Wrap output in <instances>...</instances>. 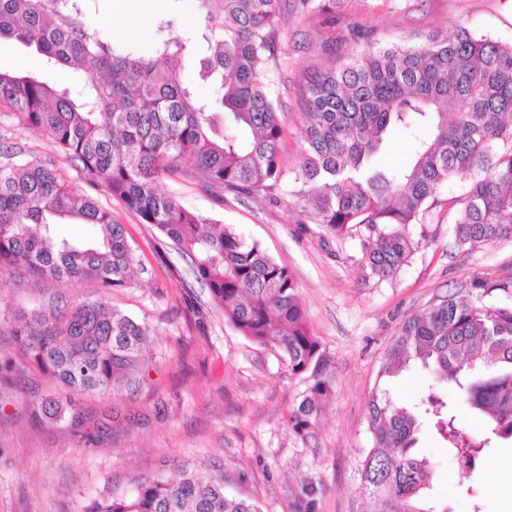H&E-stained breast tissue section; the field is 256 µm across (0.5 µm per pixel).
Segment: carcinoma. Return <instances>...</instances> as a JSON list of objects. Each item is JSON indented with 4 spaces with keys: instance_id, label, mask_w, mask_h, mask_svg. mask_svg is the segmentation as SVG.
<instances>
[{
    "instance_id": "obj_1",
    "label": "carcinoma",
    "mask_w": 512,
    "mask_h": 512,
    "mask_svg": "<svg viewBox=\"0 0 512 512\" xmlns=\"http://www.w3.org/2000/svg\"><path fill=\"white\" fill-rule=\"evenodd\" d=\"M219 35L205 38L203 76L215 98L200 100L180 77L199 51L190 37L157 29L154 56L114 46L90 28L77 0H0V38H12L48 65L99 74L77 97L39 73L0 70V109L48 134L85 172L103 183L142 224L156 227L189 260V274L242 336L281 353L288 372L307 375L303 399L288 415L312 433L332 395L330 356L311 331L291 273L227 228L185 209L158 190L162 177L197 180L218 191H271L284 173L281 121L269 62L282 0H204ZM336 23L330 0H300ZM307 124L292 192L317 223L339 239L364 225L374 239L366 275L393 277L421 242L404 232L437 205L445 183L467 182L456 208L454 247L467 252L512 239V44L464 28L415 46L365 45L307 74ZM412 138L399 168L376 163L392 135ZM71 220L94 225L84 238L60 234ZM133 249L109 209L76 195L46 164L0 166V276L41 282L87 281L100 295L66 309L49 304L11 324L14 351L0 355V382L33 367L73 392H119L141 382L151 327L112 309L104 294L129 283ZM512 292V273L475 276L399 326L381 375L416 362L434 384L412 408L385 390L372 395L367 426L374 446L360 461L364 512H438L428 505L431 466L417 451L422 421L461 464L465 478L492 439L512 441V304L488 302ZM458 401L488 424L467 432L448 403ZM68 408L38 401L40 419L62 420ZM320 489L304 485L293 512H318ZM82 512H261L224 493L221 476L184 472L180 479L136 478L130 490L90 500Z\"/></svg>"
}]
</instances>
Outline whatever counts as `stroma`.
Here are the masks:
<instances>
[{
    "mask_svg": "<svg viewBox=\"0 0 512 512\" xmlns=\"http://www.w3.org/2000/svg\"><path fill=\"white\" fill-rule=\"evenodd\" d=\"M81 6L104 39L145 58L153 56V33L164 20H175L182 35L199 39L211 32L201 0H82ZM335 11L341 53L368 40L410 45L460 27L512 43V0H336ZM326 36L314 13L287 0L270 64L288 173L275 191L221 192L167 177L158 183L187 209L260 243L294 275L309 324L331 357L333 395L307 437L288 424L289 409L307 388L305 376L289 375L279 352L252 343L225 321L208 289L187 274L185 258L152 225L140 223L48 135L0 112V165L50 163L78 194L108 207L124 225L133 277L107 301L154 330L146 378L131 390L71 396L33 369L10 388L0 387V512H80L89 497L128 488L136 476L175 478L183 469L223 473L226 492L258 502L262 512H291L306 480L321 491L319 512H363L358 469L373 446L366 422L372 393L384 387L410 405L432 382L418 367L380 378L387 347L402 321L454 292L457 283L511 273L512 240L466 254L453 249L448 200L464 192L459 180L440 189L431 217L406 226L420 247L393 278L379 282L363 269L366 229L339 240L301 210L289 173L302 155L304 78L331 63L321 50ZM95 293L87 282L0 279V308L8 316L0 324V353L13 349L10 318ZM47 395L70 402L76 419L34 423L29 403ZM85 433L91 443L82 442ZM419 447L432 465L429 495L439 512H512V445L485 449L468 479L430 425L422 426Z\"/></svg>",
    "mask_w": 512,
    "mask_h": 512,
    "instance_id": "35a3bbf8",
    "label": "stroma"
}]
</instances>
